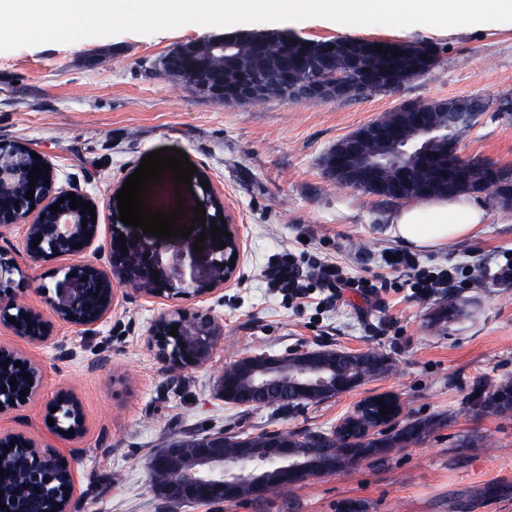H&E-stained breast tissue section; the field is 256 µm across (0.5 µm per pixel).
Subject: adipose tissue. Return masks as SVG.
Wrapping results in <instances>:
<instances>
[{"instance_id":"ef3b65f1","label":"adipose tissue","mask_w":512,"mask_h":512,"mask_svg":"<svg viewBox=\"0 0 512 512\" xmlns=\"http://www.w3.org/2000/svg\"><path fill=\"white\" fill-rule=\"evenodd\" d=\"M486 220V209L465 195L404 206L390 218L394 236L415 251L439 250L476 237Z\"/></svg>"}]
</instances>
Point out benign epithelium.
I'll use <instances>...</instances> for the list:
<instances>
[{
	"label": "benign epithelium",
	"mask_w": 512,
	"mask_h": 512,
	"mask_svg": "<svg viewBox=\"0 0 512 512\" xmlns=\"http://www.w3.org/2000/svg\"><path fill=\"white\" fill-rule=\"evenodd\" d=\"M192 50V63L184 73L190 86L211 99L226 105L251 104L267 97L273 88H286L293 81L294 69L288 59L280 60L272 72H261L242 80L230 88L224 86V72L209 67L206 59L214 54L222 56L236 50L231 38L222 36L205 37L186 43ZM336 57V45H320L313 54L315 75L303 83L295 94L297 99L329 100L346 96L345 85L331 83L330 67ZM359 72L354 81L358 94L373 90V84L364 71L366 64L361 60L353 63ZM470 109L448 108V100H438L439 112H427L410 106L400 108L407 116L408 123L421 128L436 127L437 120H443L441 130L448 131L460 125L473 126L482 115L479 104L482 97L471 96ZM398 140L394 126L373 121L359 128L351 135L338 141L330 150L325 166L332 179L372 195L393 200H424L437 194L448 196L457 190V183L468 179L476 187L497 190L512 187V172L500 170L493 165L478 163L476 160H463L456 154V146L448 152V178L423 182L414 179L407 171L399 177L387 179L384 171L400 165L404 148L395 154L370 152L367 145L372 142H392ZM45 158L35 159L31 149L25 145L0 143V224L25 226L24 246L27 255L34 261L46 254L73 256L91 249L98 238L99 221L92 220L90 212L80 213V209L70 208V200L58 203L62 198L53 192V171H48L50 181L38 176L29 181L30 170L43 166ZM35 188L34 198L26 199L27 191ZM59 204V211L50 207ZM216 226L230 233L222 238L225 248L219 250L221 258L212 261L207 279L186 280L180 269L163 263L156 253L147 250L134 240L126 241L128 253L121 254V244L112 242L109 250L110 271H105L94 263H84L64 269V277L58 282L55 291L47 297L53 314L60 320L77 326H94L101 322L112 308L113 283L122 281L135 287L140 294L158 297L198 296L213 291L231 280L235 267L229 265L232 255L240 252L235 234L230 225L223 224L220 215L223 208L218 200H213ZM87 227H82V222ZM38 245H33V240ZM149 257H144V254ZM17 267L9 260L0 257V327L11 330L15 335L32 343H47L51 340V324L31 309L17 303L12 294L14 274ZM15 322H9L10 318ZM177 328L175 335L170 329ZM224 338V324L217 317L206 312L176 310L158 316L149 328V344L156 358L163 364L184 370L206 362L213 349ZM297 386L302 391H326L339 385V379L326 375L318 363L314 352L302 351ZM21 362L29 377L15 379L9 370L0 367V414L13 411L33 400L39 393L42 381L40 367L20 360L17 352L0 347V363ZM280 365L269 359L255 367L252 373V390L263 391L274 386L279 378ZM17 380L11 386V380ZM6 442L24 453L32 481L50 491L51 477L60 465L56 455L43 452L33 440L21 435H0V444ZM180 452L173 447L162 452L155 460V466L178 472L176 479L165 491V499L171 505L211 498V491L222 493L226 502L239 499L240 483L248 481L254 489V496L260 497L269 480L274 476H286L298 482L310 478L308 462L300 459L295 450L277 441L264 448H244L238 458L230 462L224 456V436L214 435L197 442L196 464L188 472L180 471Z\"/></svg>",
	"instance_id": "1"
}]
</instances>
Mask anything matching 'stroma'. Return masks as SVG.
Masks as SVG:
<instances>
[{
  "label": "stroma",
  "mask_w": 512,
  "mask_h": 512,
  "mask_svg": "<svg viewBox=\"0 0 512 512\" xmlns=\"http://www.w3.org/2000/svg\"><path fill=\"white\" fill-rule=\"evenodd\" d=\"M275 30L308 39H368L430 46L434 67L394 90L339 100L277 97L232 106L202 97L162 75L160 57L179 44L216 35L189 23L153 34L121 33L70 44L0 52V142L27 145L55 172L58 192L89 194L100 210L98 239L87 259L108 268L114 233L139 236L179 265L185 278L207 276L216 241L160 239L119 219L118 191L144 155L164 147L196 167L191 191L176 192L171 172L149 183L145 203L167 212L210 199L224 205L241 248L232 279L198 297L150 298L114 286L110 313L82 327L54 318L47 291L74 257L31 262L23 225L0 226V256L26 274L17 301L42 314L52 339L33 344L0 328V346L39 363L40 393L0 415V434L21 433L64 462L73 477L71 512H164L148 459L170 440L213 433L328 430L369 397L393 393L402 419L430 420L420 443L387 456L310 478L286 495L261 501L188 504L180 512H512V416H473L468 398L512 375V285L485 277L421 300L405 277L383 302L354 292L328 303L319 287L293 301L264 272L284 254L303 266L333 260L358 279L383 274L382 255L400 248L390 216L396 200L362 193L326 177L324 158L336 142L387 112L415 102L479 95L512 96V23L464 26L344 25L324 18L278 22ZM457 152L512 168V119L483 113ZM488 213L471 242L423 252L424 267L494 269L512 249V217L490 193ZM464 305L443 328L428 322L442 303ZM204 311L224 323V339L202 365L174 373L149 346L153 319L174 309ZM333 348H374L388 372L317 404L282 413L229 404L218 381L225 368L258 354L283 357ZM69 398L81 408L84 432L73 439L50 426L47 405Z\"/></svg>",
  "instance_id": "stroma-1"
}]
</instances>
